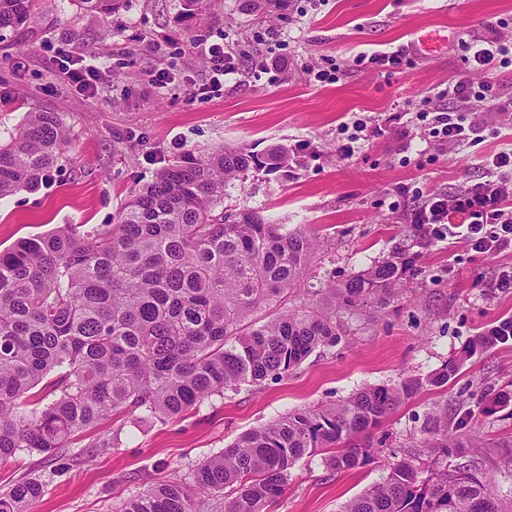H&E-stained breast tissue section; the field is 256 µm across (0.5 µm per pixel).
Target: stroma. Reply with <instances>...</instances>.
Returning <instances> with one entry per match:
<instances>
[{
  "label": "stroma",
  "mask_w": 512,
  "mask_h": 512,
  "mask_svg": "<svg viewBox=\"0 0 512 512\" xmlns=\"http://www.w3.org/2000/svg\"><path fill=\"white\" fill-rule=\"evenodd\" d=\"M512 33V0H283L274 12H247L243 0H215L210 11L178 17V0H130L111 18L84 14L77 0H35L29 23L0 32V136L25 113H59L70 145L46 181L0 198V251L62 224H113L129 196L168 160L221 145L261 154L275 144L302 148L288 173L250 172L229 187V209H253L270 222L308 225L318 255L289 290V309L323 301L344 282L403 251L412 270L399 300L384 310L344 316L333 348L314 352L279 380L226 391L172 420L105 419L75 438L64 461L21 450L0 460V489L20 477L40 482L29 512H115L159 482L191 479L204 460L243 433L301 407L339 403L362 388L425 376L478 332L512 317V293L492 289L512 268V248L488 255L464 239H421L409 213L430 195L483 182L486 158L512 146V116L472 111V140L443 145L426 102L452 80L479 82L463 61L464 41L489 29ZM106 68L97 94L56 76L54 50ZM221 43L240 61L221 90L203 93L200 56ZM406 50L409 67L389 73L369 55ZM175 68L159 87L150 72ZM337 73L318 82L317 71ZM512 340L476 355L447 385L416 396L374 430L377 460L338 472L323 452L300 460L274 512H340L379 480L385 465L419 455L428 414L448 415V432L474 443L460 464L492 475L512 502Z\"/></svg>",
  "instance_id": "obj_1"
}]
</instances>
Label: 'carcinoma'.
I'll list each match as a JSON object with an SVG mask.
<instances>
[{"label":"carcinoma","mask_w":512,"mask_h":512,"mask_svg":"<svg viewBox=\"0 0 512 512\" xmlns=\"http://www.w3.org/2000/svg\"><path fill=\"white\" fill-rule=\"evenodd\" d=\"M32 2L0 0V31L26 24ZM79 3L107 18L129 0ZM67 146L56 113H26L0 139V198L38 188ZM300 165L286 146L260 157L224 146L188 152L134 190L116 224L84 231L66 224L0 251V459L22 449L55 456L108 416L175 419L336 346L344 335L340 315L395 302L411 267L401 256L328 283L326 308L250 322L294 287L318 241L255 210L230 212L224 195L253 169L286 173ZM507 340L482 331L425 377L290 411L203 461L192 483L158 484L119 512H197L199 495L219 497L227 488L224 512H268L301 459L322 450L336 471L373 463V430L423 388L447 384L476 354ZM424 434L434 449L428 464L388 465L341 512H512L490 475L448 464L461 448L448 423L433 417ZM42 493L39 482L21 479L0 492V512H28Z\"/></svg>","instance_id":"carcinoma-1"}]
</instances>
